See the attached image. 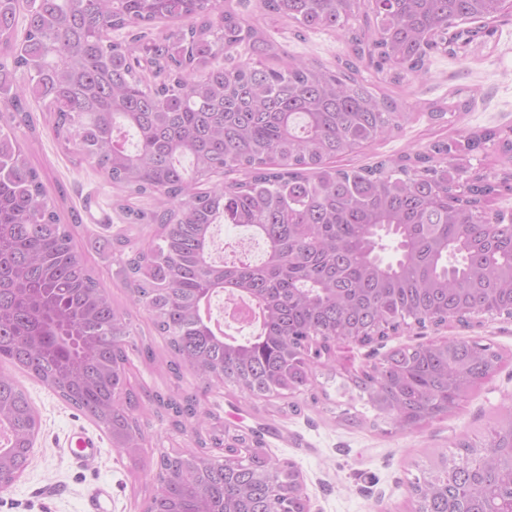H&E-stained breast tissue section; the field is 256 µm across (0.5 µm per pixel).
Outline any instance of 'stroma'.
<instances>
[{"label": "stroma", "instance_id": "stroma-1", "mask_svg": "<svg viewBox=\"0 0 512 512\" xmlns=\"http://www.w3.org/2000/svg\"><path fill=\"white\" fill-rule=\"evenodd\" d=\"M235 9L253 24L267 29L285 53L274 60L287 68L291 58L311 59L332 65L350 54L351 47L338 32H299L295 22L268 15L260 0H232ZM496 33L484 46L451 56H431L426 77L407 76L398 85L383 75L365 71L376 95L390 96L414 108L411 121L395 135L381 138L339 162L343 168L367 166L381 159H395L424 150L437 140L457 138L483 127H512V17L495 22ZM474 95L468 112L452 111L455 90ZM446 105L445 115L433 116L434 102ZM36 134L27 142L29 159L43 177L48 195L63 217L76 214L74 248L86 266L110 287L112 297L126 303L116 265L101 258L88 244L97 236L122 235L137 243L151 240L154 224H132L118 209V187L89 163L77 161L63 151L50 130L51 118L39 105L31 107ZM141 338L156 351L155 361L130 353V381L137 390L167 391L173 379L166 369V339L151 325L147 314H134ZM474 339L490 345L500 355L494 373L473 390L453 413L435 419L425 428L409 432L392 426L346 425L341 415L362 408L355 390L342 389V369L359 371L379 364L397 346H415L437 339ZM313 390L297 395L299 411L288 408L278 397L242 400L237 391L208 388L200 393V405L225 423L244 432H258L269 457L295 463L304 478L310 512H412L408 478L455 442L474 438L505 407L512 405V318L482 317L479 326L465 329L458 324L434 328L411 325L398 335L369 345L337 351L330 367L314 369ZM20 383L38 409L42 426L29 465L12 486L0 490V512H83L87 495L96 486L112 491V512H144L149 495L145 472L155 471L162 453L190 448L189 436L175 432L167 420L143 411L140 421L146 435L141 453V471L133 473L126 458L109 442H102L95 469L72 463L65 452L75 430L95 433V425L51 390L27 376Z\"/></svg>", "mask_w": 512, "mask_h": 512}]
</instances>
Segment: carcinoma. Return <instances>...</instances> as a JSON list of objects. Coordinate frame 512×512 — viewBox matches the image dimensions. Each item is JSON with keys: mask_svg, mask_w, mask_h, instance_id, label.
Masks as SVG:
<instances>
[{"mask_svg": "<svg viewBox=\"0 0 512 512\" xmlns=\"http://www.w3.org/2000/svg\"><path fill=\"white\" fill-rule=\"evenodd\" d=\"M305 31L336 30L353 55L335 68L269 61L283 46L218 0H0V424L15 444L0 476L17 481L41 418L12 367L55 392L139 469L143 404L195 449L161 455L147 512H305L292 492L272 499L278 476L257 433L237 430L199 405L185 376L231 384L244 400L307 387L299 357L312 336L370 342L418 324L474 314L512 318V221L490 203L512 192V173L471 163L492 143L512 153V128L486 127L396 161L342 169L336 160L403 128L409 108L358 78L359 65L398 83L424 75L448 30L496 16L498 0H262ZM23 33H18V19ZM193 19L156 39L125 43L112 31ZM243 50L247 59L213 66ZM149 70L155 81L143 74ZM53 114L56 138L130 196L124 206L160 232L102 250L119 266L130 307L77 255L70 225L46 193L20 139L35 131L30 102ZM242 172L229 184L213 178ZM243 227L262 257L215 258L214 229ZM258 304L246 341L218 335L206 316L219 292ZM166 337L175 388L150 396L127 387L136 340L131 308ZM500 357L465 338L397 347L348 381L373 413L411 431L458 408ZM420 512H512V410L476 440L456 443L410 481Z\"/></svg>", "mask_w": 512, "mask_h": 512, "instance_id": "cac0c4a2", "label": "carcinoma"}]
</instances>
